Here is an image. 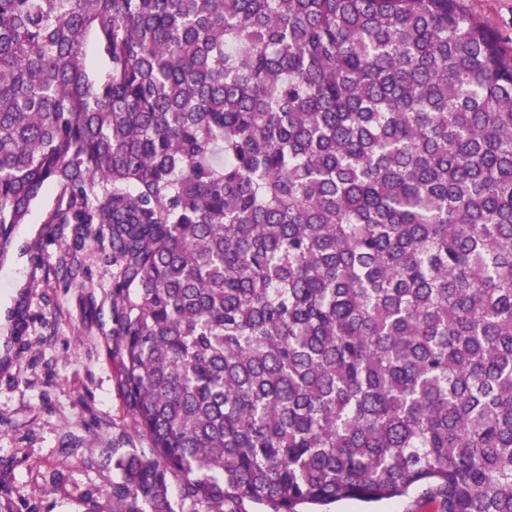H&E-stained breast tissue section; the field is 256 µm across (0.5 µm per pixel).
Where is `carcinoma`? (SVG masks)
I'll return each instance as SVG.
<instances>
[{
  "label": "carcinoma",
  "instance_id": "cac0c4a2",
  "mask_svg": "<svg viewBox=\"0 0 512 512\" xmlns=\"http://www.w3.org/2000/svg\"><path fill=\"white\" fill-rule=\"evenodd\" d=\"M48 184L112 248V512H512V51L464 0H0V262ZM422 488L413 490L409 495L376 504H364L355 500H346L338 503L336 508L340 512H438L437 504L425 495Z\"/></svg>",
  "mask_w": 512,
  "mask_h": 512
}]
</instances>
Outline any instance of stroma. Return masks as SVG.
<instances>
[{
  "label": "stroma",
  "mask_w": 512,
  "mask_h": 512,
  "mask_svg": "<svg viewBox=\"0 0 512 512\" xmlns=\"http://www.w3.org/2000/svg\"><path fill=\"white\" fill-rule=\"evenodd\" d=\"M46 186L0 264V503L12 512H110L112 442L137 441L112 365V250L108 235L50 224ZM61 472L59 483L51 475ZM338 512H436L416 489Z\"/></svg>",
  "instance_id": "obj_1"
}]
</instances>
